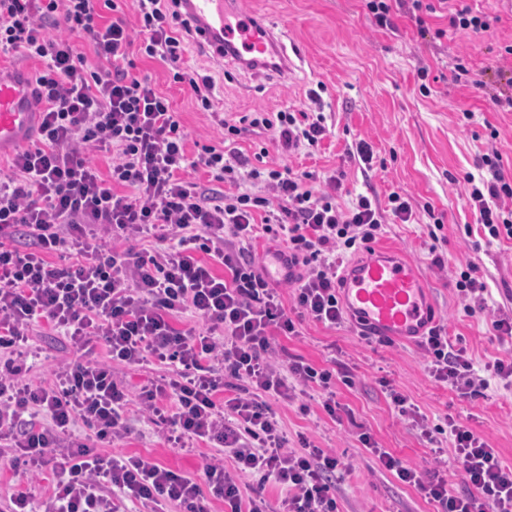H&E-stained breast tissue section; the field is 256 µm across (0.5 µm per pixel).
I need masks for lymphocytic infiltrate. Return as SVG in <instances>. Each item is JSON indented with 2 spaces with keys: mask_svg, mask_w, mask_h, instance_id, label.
I'll list each match as a JSON object with an SVG mask.
<instances>
[{
  "mask_svg": "<svg viewBox=\"0 0 512 512\" xmlns=\"http://www.w3.org/2000/svg\"><path fill=\"white\" fill-rule=\"evenodd\" d=\"M139 35L123 19L103 23L114 0H0V50L39 58L40 126L36 141L15 152L10 175L0 177V447L12 453L18 475L0 512H36L29 487L48 477V512H209L207 498L224 501V512H339L337 490L351 465L333 451L299 438L289 447L273 402L295 401L310 386L323 394V411L340 419L337 384L347 373L318 369L304 358L276 361L272 342L298 333L299 319L330 328L343 324L338 270L347 254L375 242L383 224L409 223L410 199L398 192L387 208L369 196L339 202L342 182L329 173L322 188L314 175L286 165L267 166L263 153L246 157L227 140L260 128L283 152L317 147L328 134L318 90L314 109L256 112L238 123L219 120L225 140L188 155L187 133L170 98L139 75L131 52L165 63L202 109L213 107L212 76L188 68L191 32L181 19V0H136ZM372 25L393 27L394 12L414 21L420 36L442 38L446 29L480 34L487 16L462 0H364ZM447 28L431 29L435 15ZM93 46L92 56L75 41ZM112 163L100 173L90 150ZM491 177L465 173L467 200L487 240L512 238V179L501 171L500 153L482 157ZM204 170L226 191L191 179ZM280 240L289 265L294 305L285 308L275 284L262 273L255 241ZM66 253L69 263L52 262ZM223 274H216V267ZM187 313L188 330L172 320ZM44 324L66 337L75 359L49 385L19 383L28 356V333ZM101 343L109 363L88 360ZM427 368L462 397L487 389L466 348L452 343L444 325L419 343ZM156 362L167 373L130 396L122 365ZM239 384L225 395L228 380ZM387 394L398 416L425 438L450 433L454 459L466 484L454 494L440 474L404 465L378 447L370 433L359 441L378 466L435 503L437 512H512V466L470 428L447 421L428 425L407 396ZM167 427L166 440L183 448L211 445L201 477L187 476L148 459L106 456L76 435L77 424L112 442L129 431L128 410ZM232 461L234 472L224 463ZM255 480L243 498L239 477ZM281 490L268 508L267 484Z\"/></svg>",
  "mask_w": 512,
  "mask_h": 512,
  "instance_id": "f902f5d3",
  "label": "lymphocytic infiltrate"
}]
</instances>
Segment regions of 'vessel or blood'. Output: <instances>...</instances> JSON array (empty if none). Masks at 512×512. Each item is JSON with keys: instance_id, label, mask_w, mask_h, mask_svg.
Instances as JSON below:
<instances>
[{"instance_id": "b4317fda", "label": "vessel or blood", "mask_w": 512, "mask_h": 512, "mask_svg": "<svg viewBox=\"0 0 512 512\" xmlns=\"http://www.w3.org/2000/svg\"><path fill=\"white\" fill-rule=\"evenodd\" d=\"M194 39L215 56L237 51L250 55L257 67L278 65L290 72L293 63L282 35L263 23L239 22L234 0H182ZM36 86L26 72L0 77V154L26 147L37 126ZM268 281L282 283L293 269L279 251L264 262ZM340 299L346 313L368 334L404 342L425 334L434 321L429 285L419 268L397 250L378 248L348 264L340 275Z\"/></svg>"}]
</instances>
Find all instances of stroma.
Instances as JSON below:
<instances>
[{"mask_svg": "<svg viewBox=\"0 0 512 512\" xmlns=\"http://www.w3.org/2000/svg\"><path fill=\"white\" fill-rule=\"evenodd\" d=\"M474 11L492 17L488 32L467 34L448 30L447 20L431 19L444 28L442 39L421 38L413 21L394 15L395 29L372 26L362 0H240L242 12L288 33L294 50L290 74H256L232 60L217 61L199 49L186 60L200 73L212 75L218 105L229 122L251 112L301 110L305 92L324 84L322 94L329 134L313 152L283 157L270 133H252L238 146L247 154L267 148L270 159L285 160L293 170L324 176L340 168L346 173L342 197L363 193L386 203L390 192L406 195L416 215L408 224L385 225L377 243L391 246L415 262L424 273L435 303V320L449 338H462L477 365L505 357L511 347L493 334L494 316H512V239L487 241L466 199L464 173L481 174V157L490 149L502 156V170L512 177V110L495 106L491 95L512 93L499 81L505 67L501 53L512 44V0H468ZM463 58L467 75L456 76V58ZM138 70L166 93L189 134L188 151L197 144L218 142L221 131L211 112L197 105L175 84L162 62L135 56ZM427 67L419 80L417 67ZM471 119H464V112ZM366 140L378 159L367 169L347 155L351 144ZM444 224L437 238L428 229L434 218ZM442 265H435L434 257ZM475 263L488 288L485 311L468 312L455 282L467 263ZM295 336H280V359L303 357L320 366L330 360L355 376L354 387L337 385V398L349 414L337 423L321 409L322 392L308 389L309 414L297 406L275 403L289 445L306 436L315 445L335 449L352 462L354 471L339 485L341 512H434L435 506L415 488L378 467L360 444L357 433H371L380 447L402 462L427 469L437 466L435 448H449L450 435L428 441L395 411L381 380L406 394L430 424L454 420L467 426L512 464V387L491 378L484 396L463 398L429 373L417 345L387 341L361 332L353 320L339 328L303 321ZM74 354L64 337L34 331L25 382L53 381ZM128 438L114 442L112 453L151 457L164 466L199 474L207 448H173L161 438L166 426L132 416Z\"/></svg>", "mask_w": 512, "mask_h": 512, "instance_id": "1", "label": "stroma"}]
</instances>
